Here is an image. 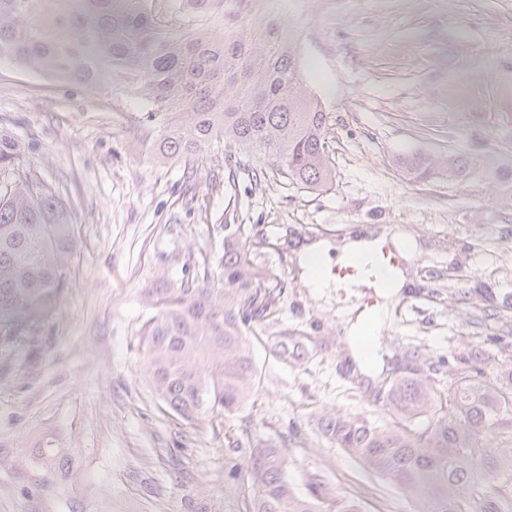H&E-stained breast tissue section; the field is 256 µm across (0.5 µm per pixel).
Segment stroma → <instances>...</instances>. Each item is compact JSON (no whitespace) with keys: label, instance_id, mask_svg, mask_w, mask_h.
I'll return each mask as SVG.
<instances>
[{"label":"stroma","instance_id":"stroma-1","mask_svg":"<svg viewBox=\"0 0 512 512\" xmlns=\"http://www.w3.org/2000/svg\"><path fill=\"white\" fill-rule=\"evenodd\" d=\"M298 36L304 78L331 116L324 191L228 182L224 154L164 165L138 131L136 100L57 82L0 57V118L28 140L81 239L70 284L28 336L0 342V512H244L234 463L262 439L305 490L318 474L364 512L415 503L324 435L334 413L389 420L391 379L442 394L476 364L512 367V207L482 172L416 181L399 157L456 152L512 162V0H267ZM241 224L280 288L249 323L259 379L227 415L164 414L146 373V289L222 287L224 227ZM374 231L402 241L408 278L374 343L375 382L352 375L344 326L357 298L310 288L297 253ZM240 445L229 448L226 437Z\"/></svg>","mask_w":512,"mask_h":512}]
</instances>
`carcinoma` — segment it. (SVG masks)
I'll list each match as a JSON object with an SVG mask.
<instances>
[{
	"label": "carcinoma",
	"mask_w": 512,
	"mask_h": 512,
	"mask_svg": "<svg viewBox=\"0 0 512 512\" xmlns=\"http://www.w3.org/2000/svg\"><path fill=\"white\" fill-rule=\"evenodd\" d=\"M259 0H0V56L60 81L105 86L150 106L139 129L152 158L185 161L214 145L225 165L320 191L332 183L329 121L308 91L297 46L280 15ZM28 144L0 121V339L5 324L50 315L68 288L79 241L70 213L38 173L22 165ZM418 181L468 179L466 155L400 159ZM484 174L512 190V163ZM242 224L224 225V287L186 282L152 288L156 313L141 329L149 383L163 411L194 421L249 399L259 370L246 326L271 313L268 274L248 257ZM389 423L329 415L336 447L419 512H512V368L457 373L440 400L428 377H398L386 392ZM425 418L426 425L414 427ZM241 487L246 512H362L315 476L307 493L288 478L281 449L259 440Z\"/></svg>",
	"instance_id": "cac0c4a2"
}]
</instances>
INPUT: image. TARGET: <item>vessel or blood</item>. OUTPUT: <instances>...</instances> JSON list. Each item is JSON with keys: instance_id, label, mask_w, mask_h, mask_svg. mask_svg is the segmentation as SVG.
Instances as JSON below:
<instances>
[{"instance_id": "1", "label": "vessel or blood", "mask_w": 512, "mask_h": 512, "mask_svg": "<svg viewBox=\"0 0 512 512\" xmlns=\"http://www.w3.org/2000/svg\"><path fill=\"white\" fill-rule=\"evenodd\" d=\"M400 257L397 252L384 246L376 245L367 255L351 258L336 265L330 276L341 291L359 290L365 308H372L376 303L377 290L391 269L398 266Z\"/></svg>"}]
</instances>
